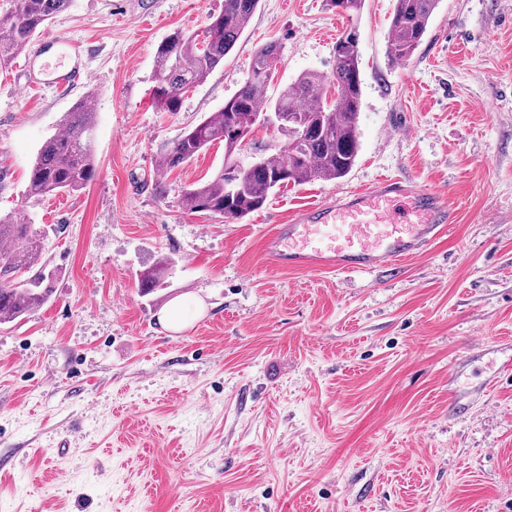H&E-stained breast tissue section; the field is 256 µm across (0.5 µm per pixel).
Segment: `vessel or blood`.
I'll list each match as a JSON object with an SVG mask.
<instances>
[{
  "label": "vessel or blood",
  "mask_w": 512,
  "mask_h": 512,
  "mask_svg": "<svg viewBox=\"0 0 512 512\" xmlns=\"http://www.w3.org/2000/svg\"><path fill=\"white\" fill-rule=\"evenodd\" d=\"M71 53L67 40L50 36L39 41L32 57L40 67L29 71L25 89L62 93L84 84L89 75L84 66L70 62ZM399 200L406 207L398 219L392 205ZM454 221L445 193L385 177L372 189L310 207L290 223L275 226L264 240V252L278 269L370 272L426 251Z\"/></svg>",
  "instance_id": "1"
}]
</instances>
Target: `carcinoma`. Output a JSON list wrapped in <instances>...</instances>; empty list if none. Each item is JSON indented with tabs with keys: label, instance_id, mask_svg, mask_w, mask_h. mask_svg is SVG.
<instances>
[{
	"label": "carcinoma",
	"instance_id": "cac0c4a2",
	"mask_svg": "<svg viewBox=\"0 0 512 512\" xmlns=\"http://www.w3.org/2000/svg\"><path fill=\"white\" fill-rule=\"evenodd\" d=\"M260 0H224V9L202 30H176L155 53L150 90L156 110L178 112L187 92L204 82L224 62L255 14ZM439 0H394L388 56L409 61L421 45ZM343 15L353 16L363 0H328ZM69 0H14L0 14V68L22 54ZM280 46L262 44L254 52L251 73L232 97L233 104L203 119L157 152V163L171 169L193 160L214 141L224 142V164L209 180L187 188L182 207L203 217L238 220L260 209L281 183L302 184L314 177H345L358 156V119L362 103L358 38L355 31L336 39L331 74L310 71L276 98L268 95L266 71L278 61ZM335 98L327 99L330 89ZM91 94L75 102L63 118V131L40 147L30 171L29 197L58 191L78 192L94 181L98 161L92 147L95 112ZM263 112H284L302 131L282 145L260 144L258 161L243 166L236 155ZM43 245L24 217L0 216V324L32 313L47 300L43 276H22L41 268Z\"/></svg>",
	"mask_w": 512,
	"mask_h": 512
}]
</instances>
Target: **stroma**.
Here are the masks:
<instances>
[{
    "label": "stroma",
    "mask_w": 512,
    "mask_h": 512,
    "mask_svg": "<svg viewBox=\"0 0 512 512\" xmlns=\"http://www.w3.org/2000/svg\"><path fill=\"white\" fill-rule=\"evenodd\" d=\"M394 0L356 17L260 0L180 111L150 94L158 45L224 0H71L47 34L91 75L67 96L0 69V214L42 238L52 293L0 325V512H512V0H440L415 56L387 52ZM359 35L360 151L240 220L181 206L224 163L213 142L159 170L161 144L225 102L274 40L278 96ZM92 92L99 174L27 197L41 144ZM391 175L446 193L451 232L389 270L271 267L274 225ZM165 265L152 290L143 270ZM206 312L169 334L174 297ZM458 380H451V368Z\"/></svg>",
    "instance_id": "stroma-1"
}]
</instances>
